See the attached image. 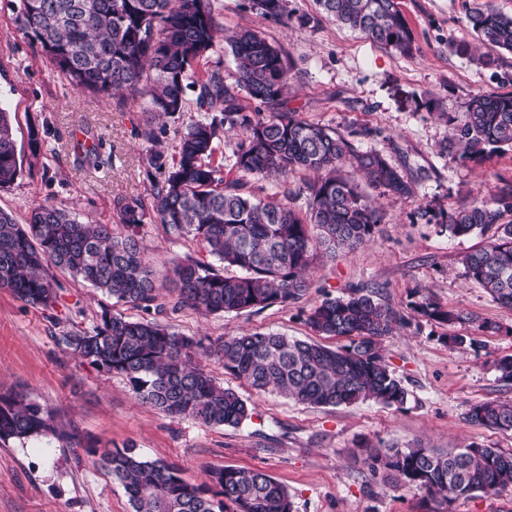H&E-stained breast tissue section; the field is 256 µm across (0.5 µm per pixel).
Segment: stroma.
I'll list each match as a JSON object with an SVG mask.
<instances>
[{
	"instance_id": "stroma-1",
	"label": "stroma",
	"mask_w": 512,
	"mask_h": 512,
	"mask_svg": "<svg viewBox=\"0 0 512 512\" xmlns=\"http://www.w3.org/2000/svg\"><path fill=\"white\" fill-rule=\"evenodd\" d=\"M476 2L399 0L416 45L413 55L404 56L326 19L315 0H288L295 20L287 25L258 17L248 0H213L225 34L260 29L290 56L297 76L288 90V110L353 135L359 149L379 151L415 193L399 197L372 190L383 215L373 239L334 259L316 256L308 272L312 287L295 307L211 316L185 309L158 320L179 335L212 342L257 331L333 347L336 339L317 336L308 324L310 308L325 295L365 287L403 317L384 350L408 390L406 402L398 408L371 401L312 407L256 392L212 361L208 368L217 382L252 405L251 418L236 428H210L166 416L138 401L123 376L97 372L57 346L62 330L92 328L103 308L133 319L144 316L61 272L59 301L48 309L0 289V395L21 393L41 404L58 432L51 441L0 442V512H133L123 488L87 454L89 442L101 450L135 444L147 459L177 466L195 486L208 484L216 467L265 470L288 490L294 512H438L424 492L385 485L366 463L374 449L418 444L512 451V432L465 419L472 404L512 399V383L502 381L497 370L499 360L512 356V309L464 276L461 257L484 244L485 236L454 237L441 225L468 191L492 190L499 180L512 183V151L475 164L441 149L448 135L443 113L461 115L476 94L512 92V53L495 52L494 64L482 67L455 51L457 44L475 41L467 16ZM301 15L309 17L308 25L298 24ZM186 98L184 111L154 117L145 95L78 92L19 30L15 0H0V107L11 114L21 164L14 182L0 189V210L23 224L31 210L49 203L126 235L114 198L148 197L153 183L164 178L147 172L149 151L174 159L179 133L211 118L197 110L194 93ZM148 121L158 135L152 144L139 135ZM364 127L371 136H357ZM33 129L40 138L35 150L29 144ZM81 138L102 142L101 166L80 161L74 146ZM424 209L434 213L433 221L419 218ZM138 239L160 283L175 263L207 258L197 240L170 236L152 220ZM425 295L501 330L485 334L472 323L422 317L412 304ZM452 336L471 342L452 347Z\"/></svg>"
}]
</instances>
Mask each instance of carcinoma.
Returning <instances> with one entry per match:
<instances>
[{"label": "carcinoma", "mask_w": 512, "mask_h": 512, "mask_svg": "<svg viewBox=\"0 0 512 512\" xmlns=\"http://www.w3.org/2000/svg\"><path fill=\"white\" fill-rule=\"evenodd\" d=\"M325 16L373 43L409 56L414 37L397 0H317ZM264 20H292L288 0H249ZM477 41L512 53V16L488 3L468 14ZM15 22L24 36L50 58L78 91L150 97L152 111H184L185 90H196V106L212 112L180 134L177 161L167 166L159 153L149 167L164 173L150 200L118 197L115 208L131 234L118 236L109 224H84L54 205L31 211L17 224L0 210V288L27 305L52 308L59 301L55 271L81 277L100 292L145 311L176 313L190 308L208 316L300 303L310 288L307 270L317 251L336 257L371 240L381 215L354 179L351 167L379 189L402 197L412 184L375 150H360L348 138L286 108L292 64L262 32L244 28L226 39L237 66L236 85L219 69L195 78L193 66L213 49V0H19ZM256 103L250 113L240 93ZM452 133L442 150L463 161L482 163L512 150V93L477 94L463 117L446 115ZM240 129L234 152L237 170L257 180L277 175L288 181L297 171L316 174L303 213L275 197H261L246 183L228 181L209 162L224 129ZM20 172L9 112L0 107V189ZM512 185L490 199L474 200L448 214V232L466 236L494 230L487 244L461 258L464 275L495 301L512 308ZM154 216L166 232L198 240L224 265L187 259L173 266L172 300L158 302L159 288L136 238ZM236 268L238 274L227 269ZM414 310L451 324L461 319L430 298ZM311 328L345 341L334 349L278 333L246 332L206 344L178 336L156 320L131 319L109 309L90 330H68L58 346L77 354L99 373L125 376L134 395L172 417H190L206 427H237L250 408L235 391L217 384L198 357L214 358L259 393L276 392L310 406L336 407L374 401L400 406L408 397L390 369L383 341L402 316L377 293L352 288L325 296L310 309ZM466 419L512 431V400L470 405ZM51 414L23 396H0V440L47 438ZM100 455L123 487L134 512H293L287 489L266 471L231 466L211 471V485L185 482L169 464L146 459L133 444ZM395 485L414 487L436 499L442 512L474 492L512 489V452L470 445L438 452L414 446L387 448L369 457Z\"/></svg>", "instance_id": "obj_1"}]
</instances>
